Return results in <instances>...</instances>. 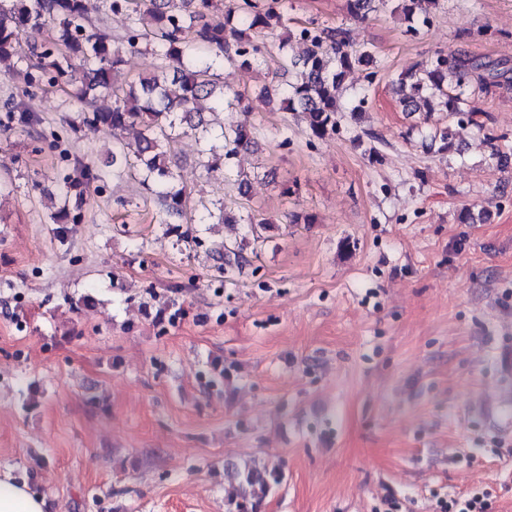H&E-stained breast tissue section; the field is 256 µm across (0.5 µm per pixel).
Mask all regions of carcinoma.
<instances>
[{
  "mask_svg": "<svg viewBox=\"0 0 512 512\" xmlns=\"http://www.w3.org/2000/svg\"><path fill=\"white\" fill-rule=\"evenodd\" d=\"M105 8L126 17L119 41L95 23L89 0H0V68L11 70L29 60L19 100L11 119L22 126L38 122L24 98L75 80L76 65L82 78L76 96L81 124L90 131L107 129L117 143L102 166L85 163L63 178L66 192L50 212L58 225L59 242L66 241V225L83 218L91 184L102 181V167L112 176L139 177L157 200L168 220L165 230L178 234L188 220L207 224L212 212L199 213L192 192L174 170L171 147L182 132L201 131L199 154L211 174L255 146L257 130L245 123L221 124L212 136L204 113L232 110L243 95L221 80L226 68L253 72L267 63L270 51L254 34L275 36L280 83L264 88L268 101H279L285 112L304 114L309 134L323 140L336 132V114L362 112L369 88L381 71L376 52L350 45L342 28L289 26L285 0H228L222 15L214 14L215 0H102ZM388 0H345L347 12L364 20L387 5ZM442 0H399L397 11L406 22L405 33L417 35L433 21ZM151 47L153 70L134 80L123 77L126 56ZM364 74L365 84L351 100L343 99L347 77ZM508 70L499 64L458 53H438L430 61L402 72L391 86L405 112H446L460 123L483 129L477 114L466 108V92L478 86L487 93L508 81ZM252 235L272 229L263 214L248 217ZM224 267L245 262L243 247L221 242L212 248ZM225 471L237 484L227 512H263L266 498L286 479L279 466L259 467L230 463Z\"/></svg>",
  "mask_w": 512,
  "mask_h": 512,
  "instance_id": "carcinoma-1",
  "label": "carcinoma"
}]
</instances>
